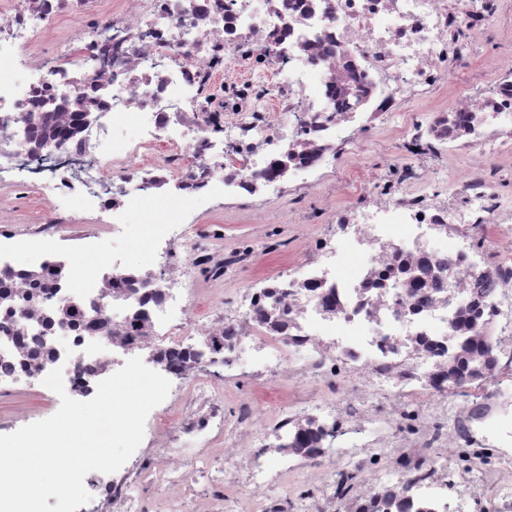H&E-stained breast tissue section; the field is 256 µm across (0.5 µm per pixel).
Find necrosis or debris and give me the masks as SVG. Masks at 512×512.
<instances>
[{
    "mask_svg": "<svg viewBox=\"0 0 512 512\" xmlns=\"http://www.w3.org/2000/svg\"><path fill=\"white\" fill-rule=\"evenodd\" d=\"M505 11L5 0L0 186L38 211L14 233L0 207V395L43 391L59 367L85 402L136 356L171 383L142 453L78 512H141L146 495L160 512H465L488 494L512 512V63L484 92L459 78L461 42L494 36ZM65 19L73 34L45 54ZM128 123L136 137L119 138ZM368 130L395 145L371 167ZM331 180L294 251L198 242L223 208L269 233V200ZM171 199L191 208L166 222ZM135 211L142 256L113 263L88 238L86 272L61 259L81 215L117 231ZM219 376L250 384L232 409ZM344 473L358 483L342 496Z\"/></svg>",
    "mask_w": 512,
    "mask_h": 512,
    "instance_id": "obj_1",
    "label": "necrosis or debris"
}]
</instances>
